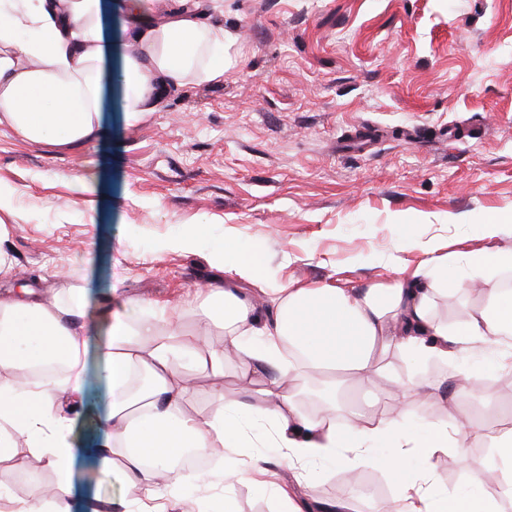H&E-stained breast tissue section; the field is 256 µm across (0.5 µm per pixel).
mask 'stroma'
I'll return each mask as SVG.
<instances>
[{"label":"stroma","mask_w":512,"mask_h":512,"mask_svg":"<svg viewBox=\"0 0 512 512\" xmlns=\"http://www.w3.org/2000/svg\"><path fill=\"white\" fill-rule=\"evenodd\" d=\"M124 2L103 0L112 101L96 138L35 141L0 124L13 279L45 295L85 282L89 368L129 301L180 309L184 330L222 342L220 325L196 320L229 277L212 261L218 252L262 256L265 280L237 286L265 310L280 286L388 283L396 266L424 259L409 240L434 241L441 256L512 250V0H200L203 20L235 33L236 67L221 84L170 90L135 124L123 111ZM489 219L504 224L492 239L482 230ZM182 233L197 238L195 251L163 248ZM382 361L421 386L412 424L441 422L442 401L430 392L447 390L454 365L395 349ZM485 374L496 403L476 420L490 432L496 416L512 413V373L489 365ZM295 387L274 377L246 383L229 358L223 399L201 378L184 410L202 422L218 402ZM107 402L91 378L88 412L72 432V512L139 496L93 452ZM243 431L304 512L352 497L328 464L314 468L309 487L295 485L265 420H246ZM34 471L54 478L30 457L0 468V512L27 497Z\"/></svg>","instance_id":"1"}]
</instances>
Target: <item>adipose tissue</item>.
I'll list each match as a JSON object with an SVG mask.
<instances>
[{
    "label": "adipose tissue",
    "instance_id": "adipose-tissue-1",
    "mask_svg": "<svg viewBox=\"0 0 512 512\" xmlns=\"http://www.w3.org/2000/svg\"><path fill=\"white\" fill-rule=\"evenodd\" d=\"M125 7L135 47L123 61L129 122L153 112L171 86L185 80L220 84L235 66L234 35L223 22L202 21L183 6L154 20L151 0H126ZM101 15V0H0V124L32 140L60 134L87 141L98 135L104 108ZM421 248L428 260L388 284L359 291L275 289L270 324L235 286L212 293L200 317L223 325L220 346L183 332L177 313L162 324L152 305H134L99 349L110 402L105 438L95 453L105 471L141 492L134 506L112 499V512H171L182 459L237 453L245 442L241 421L251 417L271 424L277 447L295 467L296 483L307 481L308 466L321 463L343 475L359 466L384 469L393 496L371 502L370 512H498L495 502L478 495L450 497L434 489L433 459L449 452L476 486L492 479L512 496V428L487 435L458 394L448 396L449 423L422 435L408 432L404 406L389 416L354 411L344 422L336 420L337 386L376 385L384 375L381 357L394 347L424 361L474 355L495 345L500 367L512 370V347L503 343L512 336V291L501 281L512 272V250L466 256L479 275L478 297L450 322L439 317L437 303L468 293L469 284L441 273L448 260L435 256L432 243ZM85 294L77 282L49 302L26 288L0 295V371L26 376L19 385H0V463L24 450L55 472L52 483L33 485L11 512H71L70 427L83 411L86 389ZM228 351L247 382L274 372L315 384L325 412L307 414L295 393L269 390L259 404L221 405L202 423L186 419L191 368L205 370L214 395L223 396ZM44 366L53 367V374L32 376V369ZM476 439L489 442L480 458L468 452ZM380 446L388 455L377 454Z\"/></svg>",
    "mask_w": 512,
    "mask_h": 512
}]
</instances>
